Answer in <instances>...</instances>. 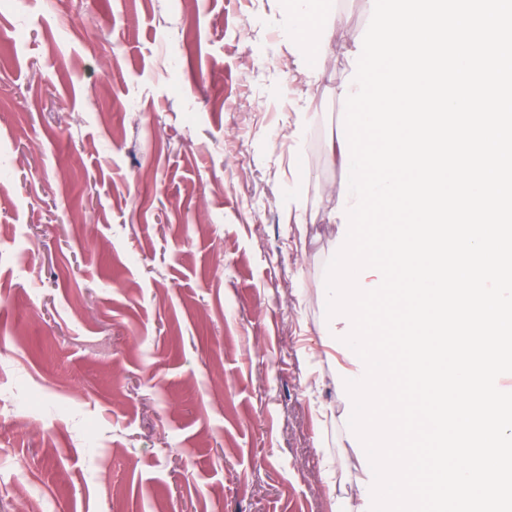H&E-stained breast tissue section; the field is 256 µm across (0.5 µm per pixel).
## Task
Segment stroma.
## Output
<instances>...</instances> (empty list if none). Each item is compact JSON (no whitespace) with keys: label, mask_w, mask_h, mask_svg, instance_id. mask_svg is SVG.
I'll return each instance as SVG.
<instances>
[{"label":"stroma","mask_w":512,"mask_h":512,"mask_svg":"<svg viewBox=\"0 0 512 512\" xmlns=\"http://www.w3.org/2000/svg\"><path fill=\"white\" fill-rule=\"evenodd\" d=\"M373 2L309 86L289 0H0V512L356 498L327 143Z\"/></svg>","instance_id":"stroma-1"}]
</instances>
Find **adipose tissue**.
Masks as SVG:
<instances>
[{
	"label": "adipose tissue",
	"mask_w": 512,
	"mask_h": 512,
	"mask_svg": "<svg viewBox=\"0 0 512 512\" xmlns=\"http://www.w3.org/2000/svg\"><path fill=\"white\" fill-rule=\"evenodd\" d=\"M296 8L288 17V30L294 40L291 54L308 83H317L326 65L324 47L334 35L332 25L320 22L323 0H295Z\"/></svg>",
	"instance_id": "ef3b65f1"
}]
</instances>
